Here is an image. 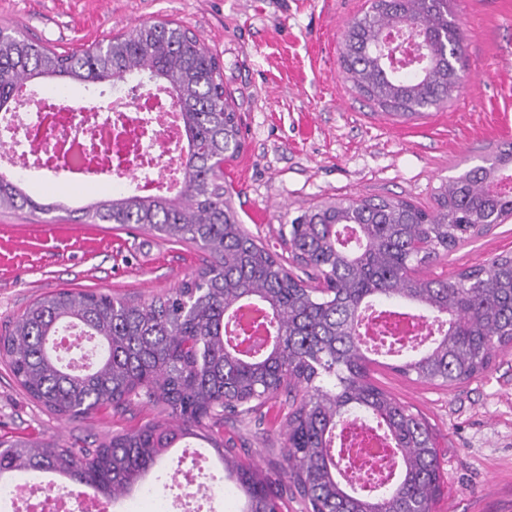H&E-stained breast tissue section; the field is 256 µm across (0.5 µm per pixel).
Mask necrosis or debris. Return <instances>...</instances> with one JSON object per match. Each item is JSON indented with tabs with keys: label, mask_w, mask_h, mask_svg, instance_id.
<instances>
[{
	"label": "necrosis or debris",
	"mask_w": 512,
	"mask_h": 512,
	"mask_svg": "<svg viewBox=\"0 0 512 512\" xmlns=\"http://www.w3.org/2000/svg\"><path fill=\"white\" fill-rule=\"evenodd\" d=\"M145 119L155 132L147 144L138 138ZM182 157L183 137L172 107L149 89L104 98L94 112L85 111L68 93L35 90L14 111L0 113V171L19 178L64 170L77 182L107 176L116 192L159 194L172 188ZM361 331L410 341L426 335L429 325L421 315L390 308L365 320ZM340 440L350 452L347 474L355 486L365 490L394 481L397 468L390 460L399 451L368 422H346ZM0 504L5 512H64L66 501L54 483L25 480L1 483Z\"/></svg>",
	"instance_id": "obj_1"
}]
</instances>
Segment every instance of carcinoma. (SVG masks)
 <instances>
[{"label":"carcinoma","instance_id":"obj_1","mask_svg":"<svg viewBox=\"0 0 512 512\" xmlns=\"http://www.w3.org/2000/svg\"><path fill=\"white\" fill-rule=\"evenodd\" d=\"M343 32L340 64L353 86L384 113L419 116L448 104L459 88L463 36L448 0H368ZM388 29L424 44L423 65L396 70L378 50ZM146 73L183 116V181L168 194L118 193L82 208L83 217L135 225L208 254L195 275L149 303L106 293L60 290L27 305L0 335V357L25 393L61 418L103 408L152 404L175 419L150 421L93 448L53 440L0 441V482L51 473L117 500L141 488L170 449L224 420L249 415L281 391L292 400L284 433L288 488L307 512H430L441 495L438 448L426 421L369 377L373 340L363 313L401 299L436 326L430 343L404 346L380 336L400 363L391 369L455 387L486 371L512 345V253L499 254L447 280L417 269L512 219V143L437 191L427 209L393 198L317 205L280 229L299 265L323 287L289 272L246 232L224 188V162L243 149L240 115L224 89L220 61L196 34L172 21L143 23L106 47L58 52L20 35L0 37V112L38 77L113 84ZM49 212L24 182L0 174V210ZM267 309L265 339L238 354L239 311ZM78 325L95 343V361L69 368L54 338ZM382 426L400 451V479L376 491L341 478L336 429L345 418ZM224 480L237 489L235 512H279L276 482L220 451Z\"/></svg>","mask_w":512,"mask_h":512}]
</instances>
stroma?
Returning a JSON list of instances; mask_svg holds the SVG:
<instances>
[{
  "label": "stroma",
  "mask_w": 512,
  "mask_h": 512,
  "mask_svg": "<svg viewBox=\"0 0 512 512\" xmlns=\"http://www.w3.org/2000/svg\"><path fill=\"white\" fill-rule=\"evenodd\" d=\"M365 0H0V28L57 51H75L144 22L173 20L217 56L241 117L244 148L224 166L245 228L297 264L282 224L343 197L402 198L429 208L442 185L512 142V0H448L466 51L458 94L415 118L388 116L360 96L340 66L347 21ZM43 214L0 211V334L35 298L62 289L117 295L138 303L168 293L199 271L203 251L135 226L77 224L71 210L106 195L104 179L79 185L66 172L26 184ZM512 252V222L496 226L421 276L448 278ZM375 357L370 378L421 414L439 443L443 493L432 512H512V347L453 388L420 383ZM292 404L280 393L248 416H225L217 440L270 478L288 462L283 422ZM159 408L103 409L64 419L31 400L0 360V437L55 439L92 448L160 418Z\"/></svg>",
  "instance_id": "obj_1"
}]
</instances>
